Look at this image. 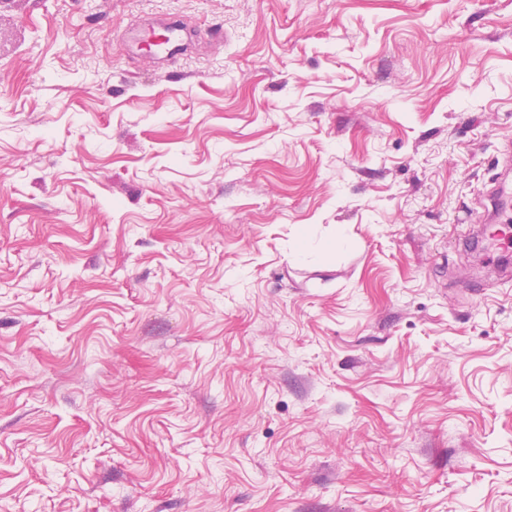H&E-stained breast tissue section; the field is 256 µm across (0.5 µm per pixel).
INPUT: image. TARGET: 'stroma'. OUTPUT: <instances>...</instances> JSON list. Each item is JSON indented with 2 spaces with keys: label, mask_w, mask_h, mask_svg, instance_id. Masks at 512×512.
I'll use <instances>...</instances> for the list:
<instances>
[{
  "label": "stroma",
  "mask_w": 512,
  "mask_h": 512,
  "mask_svg": "<svg viewBox=\"0 0 512 512\" xmlns=\"http://www.w3.org/2000/svg\"><path fill=\"white\" fill-rule=\"evenodd\" d=\"M509 138L512 0H0V512H512ZM501 177H497L491 183L486 200L488 204L485 205L486 217L483 219L485 224H510L511 222V208L507 211L508 203L511 202L512 186L504 180L499 181ZM487 225H485L479 233L486 239L497 238V235L487 233Z\"/></svg>",
  "instance_id": "stroma-1"
}]
</instances>
